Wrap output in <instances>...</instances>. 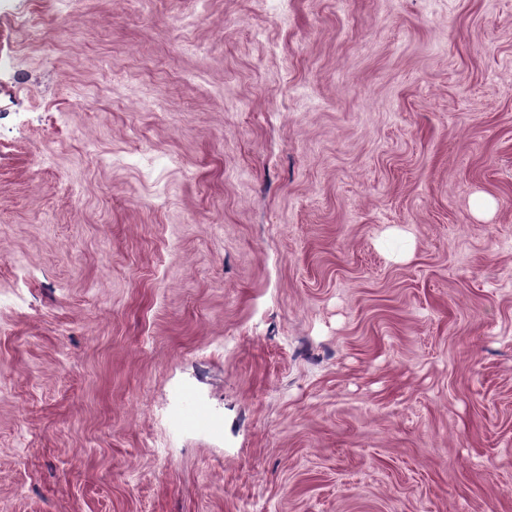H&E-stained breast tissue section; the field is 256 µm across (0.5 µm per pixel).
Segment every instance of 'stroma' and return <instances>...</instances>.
Returning <instances> with one entry per match:
<instances>
[{"label":"stroma","mask_w":512,"mask_h":512,"mask_svg":"<svg viewBox=\"0 0 512 512\" xmlns=\"http://www.w3.org/2000/svg\"><path fill=\"white\" fill-rule=\"evenodd\" d=\"M0 512H512V0H0Z\"/></svg>","instance_id":"1"}]
</instances>
